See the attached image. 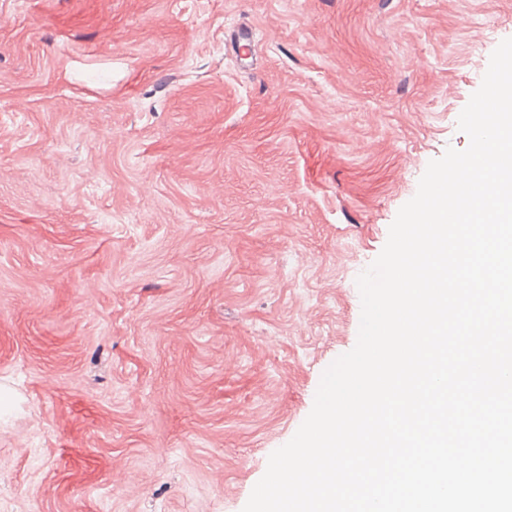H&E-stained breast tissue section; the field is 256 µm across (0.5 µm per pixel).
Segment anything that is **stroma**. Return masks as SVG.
<instances>
[{"mask_svg":"<svg viewBox=\"0 0 512 512\" xmlns=\"http://www.w3.org/2000/svg\"><path fill=\"white\" fill-rule=\"evenodd\" d=\"M507 38L512 0H0V512H242ZM228 39L234 44L240 62L248 65L251 58L250 49L254 43L253 28L247 24L237 25L229 30Z\"/></svg>","mask_w":512,"mask_h":512,"instance_id":"1","label":"stroma"}]
</instances>
